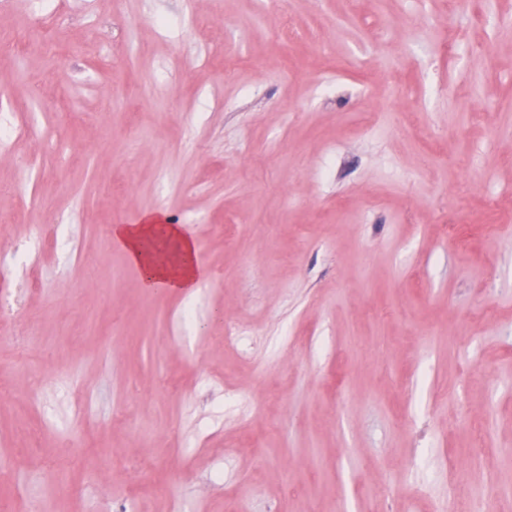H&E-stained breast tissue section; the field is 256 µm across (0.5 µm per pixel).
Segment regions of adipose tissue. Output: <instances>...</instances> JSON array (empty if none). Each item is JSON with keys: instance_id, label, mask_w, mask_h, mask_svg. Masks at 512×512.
<instances>
[{"instance_id": "obj_1", "label": "adipose tissue", "mask_w": 512, "mask_h": 512, "mask_svg": "<svg viewBox=\"0 0 512 512\" xmlns=\"http://www.w3.org/2000/svg\"><path fill=\"white\" fill-rule=\"evenodd\" d=\"M112 238L138 271L143 288L193 294L207 273L198 260L194 237L184 225L147 213L133 224H117Z\"/></svg>"}]
</instances>
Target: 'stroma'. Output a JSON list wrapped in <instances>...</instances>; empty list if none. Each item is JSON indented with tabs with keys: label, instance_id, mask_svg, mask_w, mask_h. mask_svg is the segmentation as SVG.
I'll list each match as a JSON object with an SVG mask.
<instances>
[{
	"label": "stroma",
	"instance_id": "stroma-1",
	"mask_svg": "<svg viewBox=\"0 0 512 512\" xmlns=\"http://www.w3.org/2000/svg\"><path fill=\"white\" fill-rule=\"evenodd\" d=\"M64 7L52 59L0 49L5 111L78 115L54 146H0V249L25 232L30 198L15 185L34 155L33 221L83 257L47 266L28 300L50 357L0 326V458L72 492L0 474V502L90 512L132 494L137 512H170L174 498L182 512H430L448 494L432 476L443 459L462 469L471 512H485L489 480L512 497V0H290L286 51L266 0ZM419 13L435 26L411 27ZM395 112L417 128L361 126ZM147 212L195 236L208 277L192 300L144 291L113 245V225ZM450 217L468 245L446 235ZM188 303L192 326L179 322ZM228 319L263 332L224 348ZM22 361L40 367L43 407L12 373ZM72 367L88 415L82 455L65 457L33 431L44 415L71 418L49 380ZM232 385L247 398L214 423ZM257 402L277 430L255 419ZM106 456L112 472L86 482Z\"/></svg>",
	"mask_w": 512,
	"mask_h": 512
}]
</instances>
